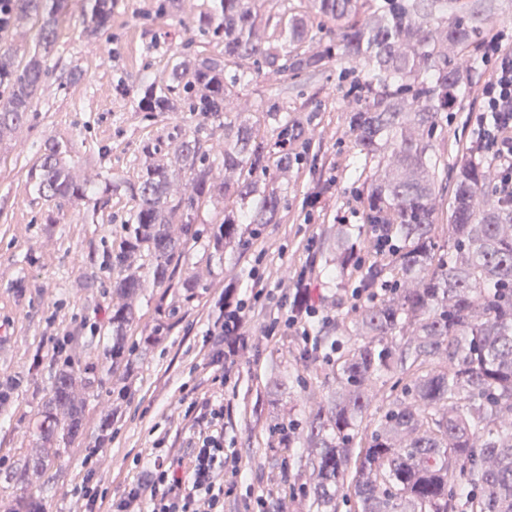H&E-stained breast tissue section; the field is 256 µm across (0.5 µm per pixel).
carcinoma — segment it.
<instances>
[{
  "instance_id": "1",
  "label": "carcinoma",
  "mask_w": 512,
  "mask_h": 512,
  "mask_svg": "<svg viewBox=\"0 0 512 512\" xmlns=\"http://www.w3.org/2000/svg\"><path fill=\"white\" fill-rule=\"evenodd\" d=\"M69 0H5L0 32L39 25L38 43L23 68L0 51V142L30 120L32 101L48 76L45 57ZM502 0H219L196 21V35L224 43V60L175 66L145 85L142 112L202 114L224 130L216 150L202 127L174 128L170 156L144 162L129 236L113 263L124 274L115 293L134 296L146 280L172 287L170 266L189 243L170 225H191L198 198L224 202L209 241L221 256L245 241V226L277 224L293 159L305 144L299 122L262 102L250 121L233 112L237 85L261 73L327 77L339 58L365 63L344 71L356 106L345 113L363 181V233L392 229L389 252L357 258L362 236L338 224L327 232L326 263L340 278L355 272L367 295L388 291L355 312L347 350L332 364L325 403L306 417L302 434L312 466L316 512H512V199L493 186L487 161L459 142L448 165L437 144L448 135L458 88L476 63L486 26ZM83 20L108 27L112 0H83ZM321 44L314 51L311 45ZM276 136L279 151L265 144ZM224 168L216 182L213 169ZM189 175L194 193H172L173 173ZM34 178L43 195L81 200L95 180L76 181L56 143L45 146ZM447 222L448 240L439 239ZM145 250L146 273L126 266ZM131 307L112 313L113 363L129 361ZM80 375L60 366L41 415L40 438L60 450L83 432ZM394 387L385 390L387 381ZM46 469L33 458L16 477L17 512H40L28 495L31 476Z\"/></svg>"
}]
</instances>
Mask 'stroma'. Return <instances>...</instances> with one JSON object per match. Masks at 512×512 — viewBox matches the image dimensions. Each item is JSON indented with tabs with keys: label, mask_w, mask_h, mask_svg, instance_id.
I'll return each mask as SVG.
<instances>
[{
	"label": "stroma",
	"mask_w": 512,
	"mask_h": 512,
	"mask_svg": "<svg viewBox=\"0 0 512 512\" xmlns=\"http://www.w3.org/2000/svg\"><path fill=\"white\" fill-rule=\"evenodd\" d=\"M154 4L113 0L108 28L92 34L79 0H71L47 58L49 78L32 103L34 117L15 138L0 142V390L9 394L0 407V453L8 456L10 471L42 453L40 410L59 368L52 345L66 333V354L87 381L85 430L30 484L44 512H86L83 495L73 490L86 449L97 450L93 485L116 497L134 475L135 455L158 442L186 452L193 433L181 399L190 392L223 400L224 445L248 464L246 479L225 497L224 512H244L246 502L262 493L281 500L284 512H315L308 453L300 439L283 443L275 427L303 424L323 404L330 361L303 359L298 337L266 338L276 309L267 302L250 320L251 346L238 372L223 384L206 367L212 346L203 333L225 285L244 288L255 269L277 291L294 288L298 271L322 250L324 225L360 228L363 181L343 115L351 98L338 79L349 63L336 60L326 81L298 84L264 75L237 89L234 103L242 117H253L259 102L279 103L300 121L310 144L288 173L281 223L259 226L242 249L219 257L208 245L217 207L199 201L194 235L172 262L177 277L197 278L193 295L148 282L129 300L112 291L121 269L111 259L135 206L127 186L137 180V159L148 145L170 151L167 135L177 125L207 127L216 144L224 135L198 114L138 110L145 84L166 77L176 64L224 57L223 44L194 39L187 28L211 12L214 0H180L177 15L162 19L152 17ZM49 142L64 150L74 179L99 176L76 204L44 197L35 187L31 172ZM318 182L328 190L311 208L307 202ZM351 288L330 267L317 266L310 297L328 318L316 328L324 346L337 339L334 317L355 311ZM126 304L136 311L127 336L133 363L114 367L108 359L112 314ZM277 377L293 379L295 389L283 394L273 414L267 395ZM104 430L110 438L97 444Z\"/></svg>",
	"instance_id": "stroma-1"
}]
</instances>
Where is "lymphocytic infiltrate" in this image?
Segmentation results:
<instances>
[{"label":"lymphocytic infiltrate","instance_id":"obj_1","mask_svg":"<svg viewBox=\"0 0 512 512\" xmlns=\"http://www.w3.org/2000/svg\"><path fill=\"white\" fill-rule=\"evenodd\" d=\"M484 75L471 89L479 102L475 117L474 145L488 162L503 196H512V48L491 42L482 54ZM246 295L220 302L218 313L205 334L215 350L208 362L215 377L227 378L236 370L239 359L250 346L247 324L249 314L261 301L277 299L279 313L266 328L268 335L277 329L297 333L307 352H320L318 336L313 333L319 315L313 306L292 305L288 295L274 297L272 289L258 274H250ZM201 415L193 431L187 455L155 447L147 456H136L135 467L144 471L146 481L127 484L122 496L108 498L106 493L85 488L89 512H134L145 505L146 512H224V495L233 491L246 464L233 450L224 446V404L214 398H191L185 419Z\"/></svg>","mask_w":512,"mask_h":512}]
</instances>
